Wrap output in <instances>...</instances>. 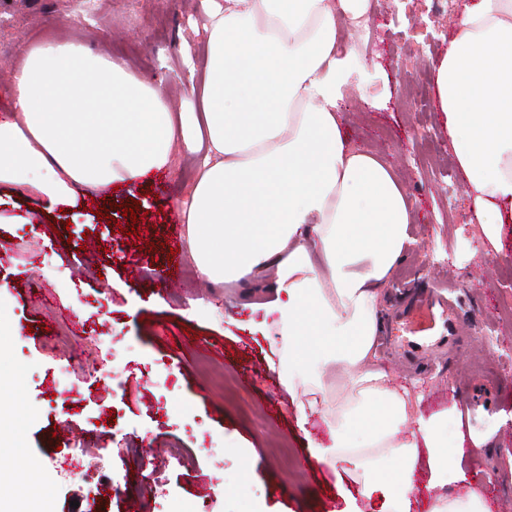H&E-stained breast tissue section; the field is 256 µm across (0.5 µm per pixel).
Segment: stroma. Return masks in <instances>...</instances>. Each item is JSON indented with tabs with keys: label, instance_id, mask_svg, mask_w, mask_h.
<instances>
[{
	"label": "stroma",
	"instance_id": "1",
	"mask_svg": "<svg viewBox=\"0 0 512 512\" xmlns=\"http://www.w3.org/2000/svg\"><path fill=\"white\" fill-rule=\"evenodd\" d=\"M395 0H371L372 23L353 60L355 93L341 107L352 140L389 155L414 200L418 247L395 270L381 300L383 335L400 334L417 299L451 284L455 331L430 355L378 344L396 382L416 384L421 409L465 405L472 385L492 392L464 428L488 435L468 474L493 512H512V224L501 251L468 224L467 199L434 101L431 57L451 26L434 27L427 6L394 25ZM85 21L83 42L123 61L179 100L184 44L200 0H0V114L11 111L10 70L25 45L66 38L65 15ZM424 95L426 111L406 98ZM194 165L174 150L166 169L132 188H108L70 211L42 210L32 195L0 185V336L17 391L0 400L25 416L23 457L0 471L27 477L39 460L49 512H343L350 479L310 455L325 440L321 421L299 428L269 360L276 336L245 325L251 297L209 284L188 258L177 208ZM144 211L136 235L120 231L124 209ZM177 263L179 287L167 284ZM104 458L82 474L60 467L61 449ZM149 461L152 487L139 474Z\"/></svg>",
	"mask_w": 512,
	"mask_h": 512
}]
</instances>
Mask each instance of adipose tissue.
Listing matches in <instances>:
<instances>
[{
	"label": "adipose tissue",
	"mask_w": 512,
	"mask_h": 512,
	"mask_svg": "<svg viewBox=\"0 0 512 512\" xmlns=\"http://www.w3.org/2000/svg\"><path fill=\"white\" fill-rule=\"evenodd\" d=\"M206 57L184 50L186 95L165 94L110 56L77 41L25 46L0 117V184L39 197L46 211L81 193L134 186L197 158L181 205L189 258L210 282L244 287L273 272L263 320L277 328L283 384L299 426L312 417L328 439L312 446L379 512H493L468 480L456 407L427 414L421 398L377 367L381 290L415 241L413 202L396 166L349 137L339 110L352 84L341 19L370 0H201ZM473 222L501 247L512 222V0H460L447 51L431 62ZM341 377L350 393L327 399ZM456 434H449V426ZM428 473L429 507L413 499Z\"/></svg>",
	"instance_id": "1"
}]
</instances>
